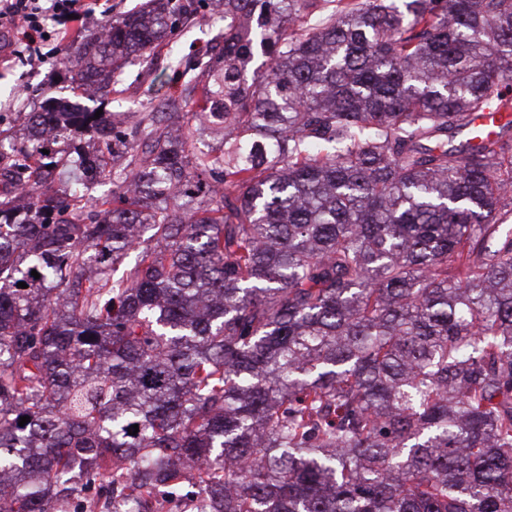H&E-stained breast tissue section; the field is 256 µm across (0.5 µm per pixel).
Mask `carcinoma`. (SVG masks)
Here are the masks:
<instances>
[{"mask_svg": "<svg viewBox=\"0 0 512 512\" xmlns=\"http://www.w3.org/2000/svg\"><path fill=\"white\" fill-rule=\"evenodd\" d=\"M191 5L103 17L0 130V512L119 462L145 503L512 512V120L473 129L512 0H220L192 111L95 117ZM87 140L97 198L56 186Z\"/></svg>", "mask_w": 512, "mask_h": 512, "instance_id": "obj_1", "label": "carcinoma"}]
</instances>
